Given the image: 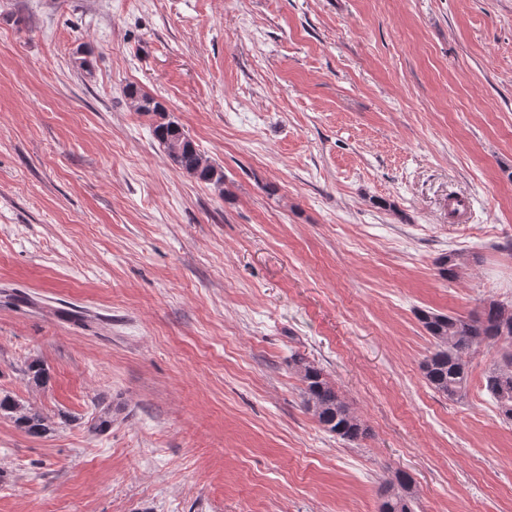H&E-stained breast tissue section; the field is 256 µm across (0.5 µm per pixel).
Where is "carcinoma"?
I'll return each mask as SVG.
<instances>
[{
  "mask_svg": "<svg viewBox=\"0 0 512 512\" xmlns=\"http://www.w3.org/2000/svg\"><path fill=\"white\" fill-rule=\"evenodd\" d=\"M136 111L155 117L153 135L176 169L215 186L224 182V173L203 160L192 141L186 139L178 123L170 120L162 103L135 89L128 92ZM439 276L458 277L460 255L448 252L435 260ZM419 321L433 340L434 351L424 362L428 384L450 399L462 396L468 378L467 354L483 342H503L501 361L485 376V388L496 401L500 415L512 421V306L494 299L484 302L481 311L469 316L433 311L419 313ZM288 363L303 383V405L324 429L344 441L355 442L368 434L361 419L351 411L323 371L300 354ZM15 419L28 434L39 436L49 430L47 419L24 408L10 396H0V416ZM412 482L404 474L386 481L380 512H412Z\"/></svg>",
  "mask_w": 512,
  "mask_h": 512,
  "instance_id": "carcinoma-1",
  "label": "carcinoma"
}]
</instances>
